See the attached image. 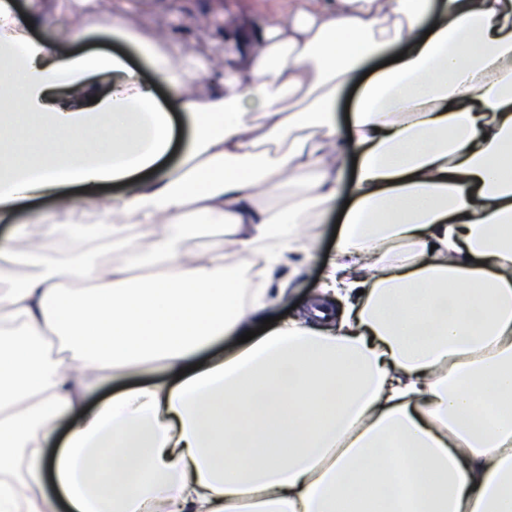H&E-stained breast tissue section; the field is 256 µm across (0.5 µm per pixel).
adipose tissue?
Masks as SVG:
<instances>
[{"mask_svg": "<svg viewBox=\"0 0 512 512\" xmlns=\"http://www.w3.org/2000/svg\"><path fill=\"white\" fill-rule=\"evenodd\" d=\"M46 5L0 0V512H512V0H288L207 97L203 56L147 53L165 104L122 57L32 39ZM346 182L320 288L264 328ZM207 224L224 248L187 252ZM271 240L241 304L224 251Z\"/></svg>", "mask_w": 512, "mask_h": 512, "instance_id": "ef3b65f1", "label": "adipose tissue"}]
</instances>
